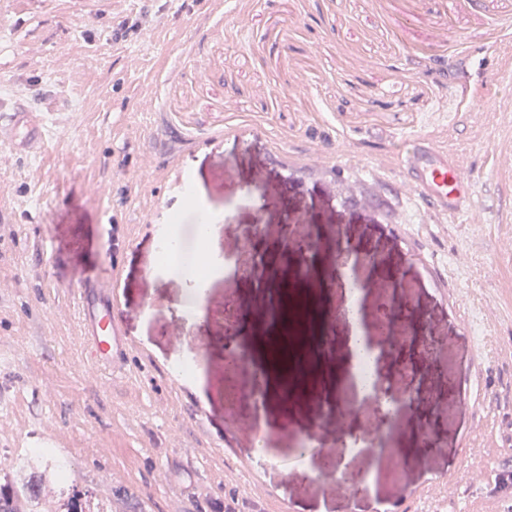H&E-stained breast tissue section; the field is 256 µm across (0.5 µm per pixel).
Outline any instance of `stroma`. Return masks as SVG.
Instances as JSON below:
<instances>
[{"mask_svg":"<svg viewBox=\"0 0 512 512\" xmlns=\"http://www.w3.org/2000/svg\"><path fill=\"white\" fill-rule=\"evenodd\" d=\"M497 67L512 69V0H0V98L25 94L47 120L44 152L0 143V467L49 423L92 512H224L237 495L225 474L241 466L288 512H409L414 495L455 477L445 512H512V488L497 486L512 470V188L488 153L512 146V84L493 109H473ZM414 139L466 160L485 222L406 200L399 158ZM203 212L225 268L201 331L176 316L190 294L157 247L172 228L193 257ZM258 220L272 238L286 222L323 225L327 266L337 239L371 234L405 270L401 293L429 332L449 339L417 380L420 405L352 457L365 496L323 479L320 456L295 463L292 417L312 420L323 448H339L340 424L318 419L309 390L284 397L279 373L263 396L279 424L258 458L254 419L225 385L239 368L209 344L233 300L249 359L271 355L239 232ZM108 280L133 349L116 378L83 370L76 294ZM287 293L289 306L330 315L299 329L305 352L324 329L345 334L336 289ZM188 357L199 383L172 371ZM447 386L458 404L440 445L404 461L392 485L386 449L405 447Z\"/></svg>","mask_w":512,"mask_h":512,"instance_id":"obj_1","label":"stroma"}]
</instances>
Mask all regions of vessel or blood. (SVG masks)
<instances>
[{
	"instance_id": "obj_1",
	"label": "vessel or blood",
	"mask_w": 512,
	"mask_h": 512,
	"mask_svg": "<svg viewBox=\"0 0 512 512\" xmlns=\"http://www.w3.org/2000/svg\"><path fill=\"white\" fill-rule=\"evenodd\" d=\"M45 117L28 111L24 95L0 104V140L18 143L25 152L45 147ZM401 191L414 206L467 221L482 216L468 168L459 157L426 146L411 147L400 156ZM86 365L96 371L122 373L128 344L112 312L108 288L81 289L77 301Z\"/></svg>"
}]
</instances>
